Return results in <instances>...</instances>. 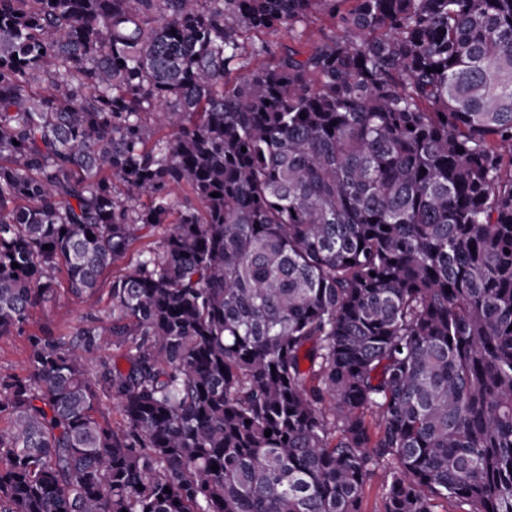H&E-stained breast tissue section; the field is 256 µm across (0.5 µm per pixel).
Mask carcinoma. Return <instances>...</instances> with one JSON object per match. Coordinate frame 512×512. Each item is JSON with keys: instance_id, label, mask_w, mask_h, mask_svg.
Here are the masks:
<instances>
[{"instance_id": "1", "label": "carcinoma", "mask_w": 512, "mask_h": 512, "mask_svg": "<svg viewBox=\"0 0 512 512\" xmlns=\"http://www.w3.org/2000/svg\"><path fill=\"white\" fill-rule=\"evenodd\" d=\"M130 253L0 512H512V0H0V338Z\"/></svg>"}]
</instances>
